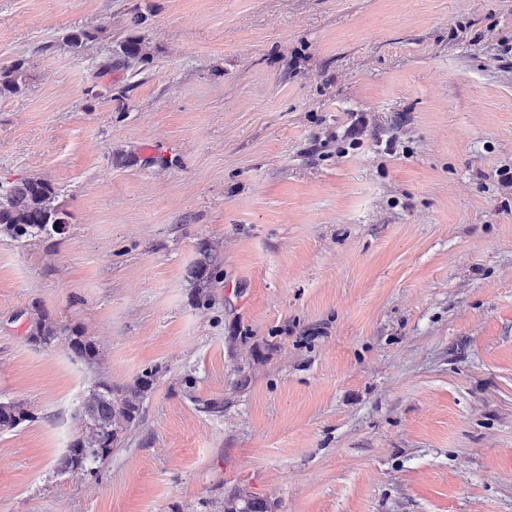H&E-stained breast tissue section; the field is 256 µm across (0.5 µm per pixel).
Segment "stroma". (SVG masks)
Returning a JSON list of instances; mask_svg holds the SVG:
<instances>
[{
    "label": "stroma",
    "mask_w": 512,
    "mask_h": 512,
    "mask_svg": "<svg viewBox=\"0 0 512 512\" xmlns=\"http://www.w3.org/2000/svg\"><path fill=\"white\" fill-rule=\"evenodd\" d=\"M134 30L149 62H111ZM507 40L512 0H0V184L67 221L0 234V401L33 414L0 512H512ZM40 310L96 359L31 344ZM151 367L139 422L61 471L91 386ZM24 81L21 62L0 65V98L18 93ZM57 198L55 187L40 178H27L6 188L1 185L0 232L17 242L61 234L65 213ZM199 255L201 256L196 262L191 270V277L198 285V292L196 294V300L198 304L200 302L202 305L206 304L209 301V298H206L205 295L202 294V291H199V288H209L213 282H216L217 278L219 279L220 270V262L218 261L217 256H214L208 245H203L199 250ZM203 300H202V297ZM224 512H271V510L265 502L239 493L226 502Z\"/></svg>",
    "instance_id": "1"
}]
</instances>
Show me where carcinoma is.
Here are the masks:
<instances>
[{
  "instance_id": "obj_1",
  "label": "carcinoma",
  "mask_w": 512,
  "mask_h": 512,
  "mask_svg": "<svg viewBox=\"0 0 512 512\" xmlns=\"http://www.w3.org/2000/svg\"><path fill=\"white\" fill-rule=\"evenodd\" d=\"M95 33L79 29L68 37V44L78 55ZM119 57L148 60L144 39L130 35L119 46ZM25 81L22 63L0 65V98L14 95ZM58 192L49 182L40 178H27L6 188L0 186V232L17 242L30 238L51 237L62 233L64 211L57 202ZM200 258L191 270V277L198 287L207 288L219 278L220 262L208 245L199 250ZM65 337L71 354L87 363L97 354V346L83 332L60 325L46 314H39L28 330V340L41 346L52 344L58 337ZM156 371L144 370L130 385L112 386L102 379L95 383L89 396L81 402L79 414L81 434L69 445L61 460L62 470H83L107 457L119 433L138 422L145 393L151 388ZM33 419L32 413L21 402H0V431H11ZM224 512H271L260 500L240 493L229 499Z\"/></svg>"
}]
</instances>
